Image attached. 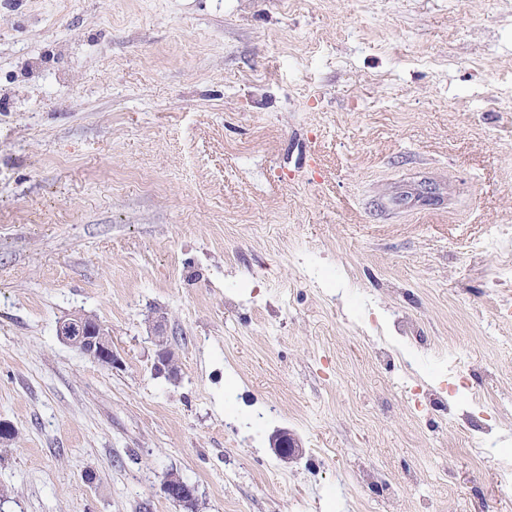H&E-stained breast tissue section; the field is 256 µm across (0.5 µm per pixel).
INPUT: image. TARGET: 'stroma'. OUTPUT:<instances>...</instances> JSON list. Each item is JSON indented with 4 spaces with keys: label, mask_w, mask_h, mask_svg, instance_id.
Instances as JSON below:
<instances>
[{
    "label": "stroma",
    "mask_w": 512,
    "mask_h": 512,
    "mask_svg": "<svg viewBox=\"0 0 512 512\" xmlns=\"http://www.w3.org/2000/svg\"><path fill=\"white\" fill-rule=\"evenodd\" d=\"M497 224L512 0H0V512H512ZM56 333L64 343L83 356L112 367L119 363L108 332L84 315L62 319L57 324ZM155 371L156 373H167L169 377H174L177 373L173 353L169 347L168 336L163 330L162 321H156L155 325ZM270 442L277 454L285 460L293 459L303 453L301 442L287 430L274 432ZM163 490L167 499L172 501L181 512H189L190 506L197 501V489L184 483L180 476L173 471L164 476ZM175 505L174 507L177 509Z\"/></svg>",
    "instance_id": "stroma-1"
}]
</instances>
